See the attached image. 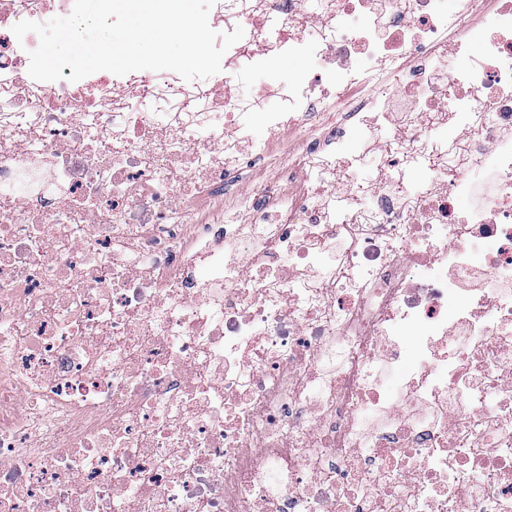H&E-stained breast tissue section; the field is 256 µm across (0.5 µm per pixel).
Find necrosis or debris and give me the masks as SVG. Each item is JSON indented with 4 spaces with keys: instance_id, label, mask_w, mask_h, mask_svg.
Wrapping results in <instances>:
<instances>
[{
    "instance_id": "necrosis-or-debris-1",
    "label": "necrosis or debris",
    "mask_w": 512,
    "mask_h": 512,
    "mask_svg": "<svg viewBox=\"0 0 512 512\" xmlns=\"http://www.w3.org/2000/svg\"><path fill=\"white\" fill-rule=\"evenodd\" d=\"M73 2L0 0V512H512V0H317L312 45L306 0H218L245 35L199 89L32 79L13 26ZM477 26L485 57L437 78ZM264 43L288 109L258 140L232 89ZM282 50L340 91L281 81ZM147 89L178 111H129ZM364 112L385 168L347 212ZM302 69L315 70V72L320 73L324 78L331 79L330 70L321 67L320 60L318 59L287 55L282 57L277 64V71L282 80H287L289 75L295 74Z\"/></svg>"
}]
</instances>
